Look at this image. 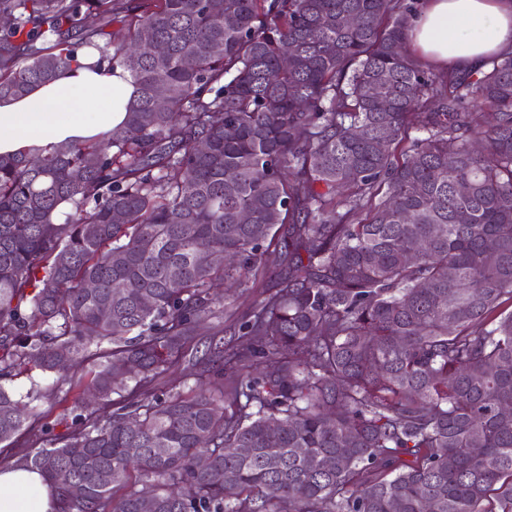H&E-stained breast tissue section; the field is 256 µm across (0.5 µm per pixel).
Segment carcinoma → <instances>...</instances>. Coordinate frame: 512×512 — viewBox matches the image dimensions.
I'll return each mask as SVG.
<instances>
[{"mask_svg":"<svg viewBox=\"0 0 512 512\" xmlns=\"http://www.w3.org/2000/svg\"><path fill=\"white\" fill-rule=\"evenodd\" d=\"M416 11L0 0V100L84 47L134 87L0 155V445L63 512H512V50L428 71ZM218 281L261 292L199 355ZM30 358L61 438L4 385ZM190 371L187 364H183L179 368L171 370L167 375L161 376L155 382V387L159 390L188 395L194 387V379L189 376Z\"/></svg>","mask_w":512,"mask_h":512,"instance_id":"obj_1","label":"carcinoma"}]
</instances>
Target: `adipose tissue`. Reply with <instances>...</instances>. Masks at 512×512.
<instances>
[{"label":"adipose tissue","mask_w":512,"mask_h":512,"mask_svg":"<svg viewBox=\"0 0 512 512\" xmlns=\"http://www.w3.org/2000/svg\"><path fill=\"white\" fill-rule=\"evenodd\" d=\"M428 63L466 70L512 46V0H427L409 32ZM133 93L122 69L82 49L78 64L19 99L0 102V155L90 140L125 117ZM0 512H59L54 489L23 463L0 468Z\"/></svg>","instance_id":"obj_1"}]
</instances>
